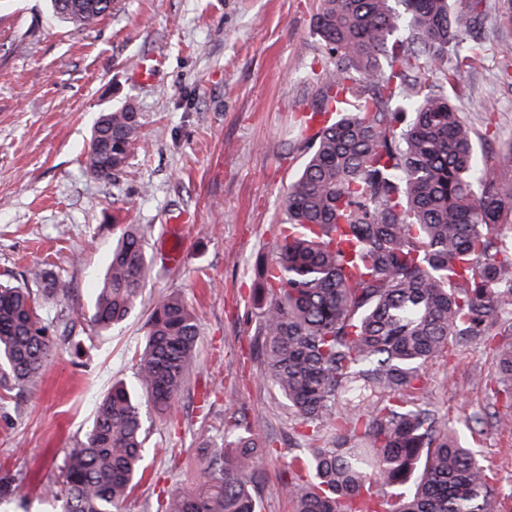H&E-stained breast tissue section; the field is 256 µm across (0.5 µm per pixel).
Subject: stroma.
I'll return each mask as SVG.
<instances>
[{"label":"stroma","mask_w":512,"mask_h":512,"mask_svg":"<svg viewBox=\"0 0 512 512\" xmlns=\"http://www.w3.org/2000/svg\"><path fill=\"white\" fill-rule=\"evenodd\" d=\"M318 0H115L87 30L55 18L49 0H0V282L42 269L67 280V298L40 297L56 349L29 392L0 402V477L19 474L21 495L0 512H59L40 497L65 448L83 438L116 382L133 383L156 297L178 292L200 324L196 357L170 417L143 410L147 475L123 512H164L168 494L199 479L202 449L220 445L225 421H263L273 454L262 463V512H290L279 449L296 417L266 380L255 335V269L274 253L282 200L311 142L297 119L310 111L327 59L311 19ZM498 33L486 59L462 69L454 104L483 130L493 113L512 135V17L492 8ZM157 60L142 82L143 57ZM134 104L143 133L111 180L86 169L100 113ZM183 219L185 253L164 266L159 244ZM140 225L151 257L135 307L95 331L90 309L113 246ZM492 354L471 342L433 361L425 394L449 422L471 419L473 443L495 473L500 512H512V430L489 374Z\"/></svg>","instance_id":"stroma-1"}]
</instances>
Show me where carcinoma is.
Masks as SVG:
<instances>
[{
  "label": "carcinoma",
  "mask_w": 512,
  "mask_h": 512,
  "mask_svg": "<svg viewBox=\"0 0 512 512\" xmlns=\"http://www.w3.org/2000/svg\"><path fill=\"white\" fill-rule=\"evenodd\" d=\"M320 0L312 30L325 70L311 113L333 112L283 200L275 257L261 265L257 336L267 379L323 444L284 449L292 512H498V488L479 451L419 398L427 365L479 339L512 409V137L476 156L479 132L456 112V71L479 59L489 0H461L469 35L448 0ZM74 29L97 24L114 0H50ZM362 93L350 97L354 84ZM141 121L128 106L96 120L89 173L109 180L127 164ZM112 140V167L97 146ZM149 256L125 225L97 288L91 321L131 314ZM44 294L68 282L31 273ZM135 360L156 413H171L196 352L198 318L178 295L159 297ZM35 293L0 284V395L30 387L52 356ZM139 401L114 385L90 431L67 450L44 499L61 512H121L145 475ZM260 423L234 420L206 450L202 480L170 493L165 512H261ZM20 475L0 477V500Z\"/></svg>",
  "instance_id": "1"
}]
</instances>
